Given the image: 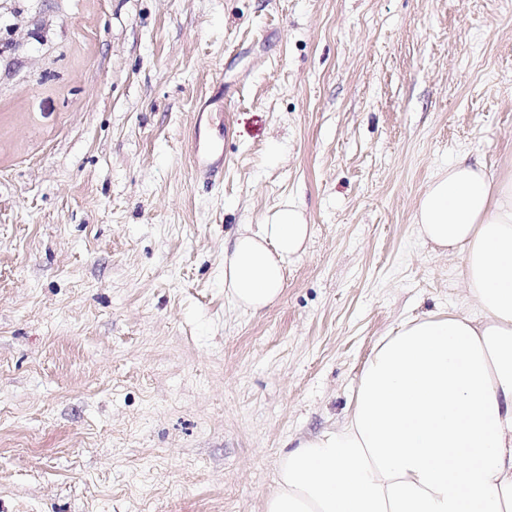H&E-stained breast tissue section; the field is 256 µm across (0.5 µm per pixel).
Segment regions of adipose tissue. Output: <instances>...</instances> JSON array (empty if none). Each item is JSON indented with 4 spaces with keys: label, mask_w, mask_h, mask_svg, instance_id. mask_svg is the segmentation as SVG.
Masks as SVG:
<instances>
[{
    "label": "adipose tissue",
    "mask_w": 512,
    "mask_h": 512,
    "mask_svg": "<svg viewBox=\"0 0 512 512\" xmlns=\"http://www.w3.org/2000/svg\"><path fill=\"white\" fill-rule=\"evenodd\" d=\"M419 237L461 259L473 308L404 320L364 364L340 423L277 467L263 512H512V180L459 158L414 214ZM289 200L224 254V294L259 312L309 239Z\"/></svg>",
    "instance_id": "adipose-tissue-1"
}]
</instances>
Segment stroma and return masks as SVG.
I'll use <instances>...</instances> for the list:
<instances>
[{
  "label": "stroma",
  "instance_id": "1",
  "mask_svg": "<svg viewBox=\"0 0 512 512\" xmlns=\"http://www.w3.org/2000/svg\"><path fill=\"white\" fill-rule=\"evenodd\" d=\"M464 155L512 177V0H0V512H262L381 336L467 310L414 224ZM291 197L241 310L224 243ZM224 98V85L220 84L218 93L211 99L206 98L201 103L191 142V162L197 175L208 182L218 179L224 173V149L209 147L204 138V116L213 112V106ZM256 225L239 231L224 252V294L253 314L280 298L288 262L304 251L310 235L305 212L293 200Z\"/></svg>",
  "mask_w": 512,
  "mask_h": 512
}]
</instances>
